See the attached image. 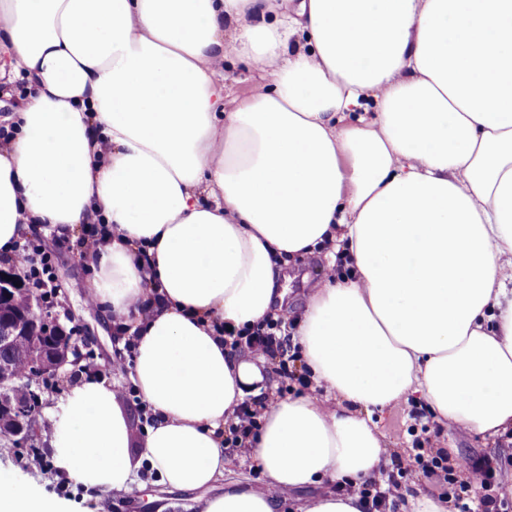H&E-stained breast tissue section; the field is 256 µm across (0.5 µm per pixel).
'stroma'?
Listing matches in <instances>:
<instances>
[{"mask_svg": "<svg viewBox=\"0 0 512 512\" xmlns=\"http://www.w3.org/2000/svg\"><path fill=\"white\" fill-rule=\"evenodd\" d=\"M32 243L54 256V273L60 303L59 322L72 330V340L81 351L98 358H111L118 352L112 341V325L100 312L89 307L88 280L91 276L78 252L67 249L56 234L35 233ZM331 272L324 252L295 259L285 271L288 289L284 306L289 316L300 317L308 296L322 287ZM385 435L389 459L410 464L418 441L428 440L431 451L453 453L455 459L488 455L498 460V481L512 483V443L491 442L462 428L439 422L420 395H409L372 416ZM35 446H23L0 455V473L27 485L42 496L64 501L70 512H158L160 502H170L169 512H200V503L210 492L170 491L159 486L147 469H139L138 479L129 490L97 497L95 492L59 475L52 464L47 439L49 430H42Z\"/></svg>", "mask_w": 512, "mask_h": 512, "instance_id": "1", "label": "stroma"}]
</instances>
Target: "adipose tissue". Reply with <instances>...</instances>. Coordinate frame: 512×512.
<instances>
[{
  "label": "adipose tissue",
  "mask_w": 512,
  "mask_h": 512,
  "mask_svg": "<svg viewBox=\"0 0 512 512\" xmlns=\"http://www.w3.org/2000/svg\"><path fill=\"white\" fill-rule=\"evenodd\" d=\"M229 51L255 84L227 101ZM0 58L30 88L0 152V254L90 212L114 227L90 295L137 337L141 462L162 484L223 477L224 429L264 373L215 327L277 316L284 267L324 247L344 272L297 342L325 394L264 411L268 491L228 484L201 512H284L280 492L377 475L371 415L412 394L512 438V0H0ZM49 418L58 473L130 488L111 387L81 381ZM0 512L65 510L4 481Z\"/></svg>",
  "instance_id": "obj_1"
}]
</instances>
